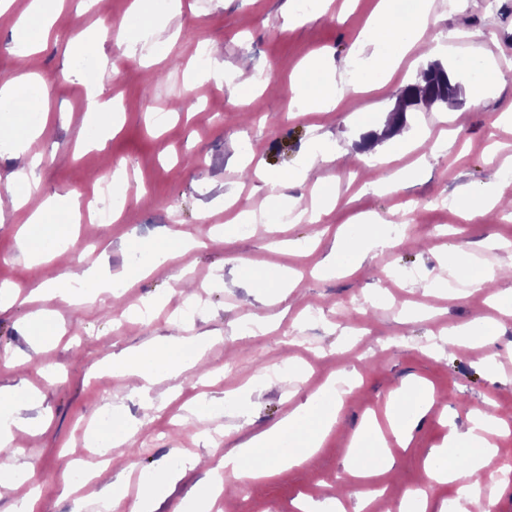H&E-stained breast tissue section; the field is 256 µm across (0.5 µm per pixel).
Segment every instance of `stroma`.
Segmentation results:
<instances>
[{
	"instance_id": "35a3bbf8",
	"label": "stroma",
	"mask_w": 512,
	"mask_h": 512,
	"mask_svg": "<svg viewBox=\"0 0 512 512\" xmlns=\"http://www.w3.org/2000/svg\"><path fill=\"white\" fill-rule=\"evenodd\" d=\"M376 2L335 0L328 15L312 20L296 0H181L176 13L167 0H149V12L167 26L158 36L145 31L132 58L114 23L132 14L134 0H64L34 53L22 57L10 51V21L25 11L26 0H13L9 20L0 21V78L20 75L25 64L38 76L43 105L29 122L37 132L29 153L38 159V195L70 193L92 206L102 199L96 179L111 178L119 167L131 181L124 221L71 224L66 212H57L56 224L73 242L67 269L77 272L105 259L112 274H121L145 257V245L172 231L198 243L131 283L121 297L106 293L92 305L46 302L35 290L57 270L29 263L21 253L25 211L0 218V286L15 295L13 305L0 311V389L28 392L21 414L36 424L9 461L15 471L36 469L35 512H70L61 490L73 481L71 452L94 446L89 426L106 412L114 425L138 419L143 425L86 487L85 505L100 502L108 483L143 486L158 469L194 453L203 466L160 488L155 510L192 512L207 468L341 375L349 381L341 421L314 459L260 480H227L213 512H301L305 501H339L345 512H358L357 482L344 450L366 418L384 419L390 398L414 381L428 384L436 403L406 445H390L393 469L373 479L383 493L377 512H399L405 493L424 486L425 463L445 447L449 430L466 432L469 412L489 400L509 424L494 457L501 470H512V373L499 363L512 357V316L491 306L482 291L454 297L456 283L444 264L453 248H462L477 262L494 264L502 272L498 288L512 290V179L504 177L512 171V144L501 139L512 132V122L495 121L512 104V0H466L461 8L433 0L439 22L424 37L462 33L438 58L461 87L471 84L457 66L463 57L493 60L507 77L481 105L463 104L450 121H443L441 105L407 113L404 128L410 138L427 134L426 152L382 133L400 91L426 67L412 54L383 89L353 95L325 115L288 116L289 76L309 54L323 51L335 67L361 69L364 56L355 40ZM292 11L297 20L285 23ZM89 34L97 37L96 50L79 57L73 44ZM200 49L209 63L222 65L223 85L190 84ZM82 59L106 63L103 96L121 107L104 142L75 76ZM247 74L263 75L265 83L238 95L236 86ZM371 128L379 130L377 144L391 161L366 172L356 156ZM315 145L336 153V161L310 172L288 194L310 206L312 186L325 180L340 202L317 222H293L287 207L272 205L264 180L246 177L245 161L261 153L270 175H286ZM406 166L415 173L402 190L366 188V181H385ZM486 192L501 193L499 218L463 220V198ZM244 210L255 214L247 234L230 223ZM367 216L381 225L390 247L336 276L321 274L318 267L336 243L361 229ZM253 255L302 272L287 300L254 298L251 280L262 270L249 265ZM398 270L413 276L395 278ZM184 277L202 280L206 296L192 320L174 323L171 311L180 302L175 289ZM44 308L55 315L54 337L34 349L23 322ZM476 315L497 325L494 344L449 347L448 328ZM173 337L197 340L198 350L179 375L156 380L152 394L160 408L143 421L139 400L105 363L114 352ZM491 353L496 363L487 362Z\"/></svg>"
}]
</instances>
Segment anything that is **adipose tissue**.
I'll return each mask as SVG.
<instances>
[{
	"mask_svg": "<svg viewBox=\"0 0 512 512\" xmlns=\"http://www.w3.org/2000/svg\"><path fill=\"white\" fill-rule=\"evenodd\" d=\"M430 21L425 0H409L406 9H399L397 0H378L369 17L364 37L365 45L371 46V65L365 74L350 70L324 73L320 61L309 58L303 61L292 77L296 98L290 108L291 116L308 112H332L346 93L367 92L377 89L379 83L389 80L398 70L406 53L413 48L433 54L442 50V37L423 41L422 32ZM33 89L25 77L12 76L0 80V132L14 138L17 151H24L30 135L22 114L20 103L33 101ZM36 181L34 171H20L15 182L10 183L7 193L13 208L33 205L19 233L29 261H39L49 241L63 237L64 231L50 222L49 211L63 208L70 214H78L81 202L75 196H59L37 204L29 191ZM448 269L461 276L467 287L486 291L489 301L503 309L512 308V292L496 289L499 278L497 269L484 265L478 273H470L456 255H449ZM116 283L105 277L100 264H93L79 274H63L51 280L49 287L53 296L66 299L90 298L110 292ZM192 343L182 339H171L163 343H152L134 349H124L112 355L107 363L113 376L131 380L132 390L139 397L145 413H152L156 404L150 395V387L161 375L180 374L187 357L193 352ZM322 402L294 409L271 427L251 436L244 444L227 451L219 466L211 468L209 479L202 492L203 502H210L222 490L224 480L261 479L272 473L300 465L311 459L324 438L339 422L342 403L335 386H327ZM433 398L427 388L413 391L411 397L399 399L387 409L388 429H381L376 419H368L354 434L346 450L353 467L351 473L368 478L378 472L389 470L392 459L386 455L388 439L406 444L410 428L405 418L406 411L427 410ZM471 426L464 438L449 437L448 448L425 466L427 478L438 483H453L462 488L464 494L457 505V512H484L482 497L478 491V473L493 449L492 438L498 435L502 419L495 403L474 410ZM294 441L288 453L276 452L275 447L283 438ZM467 450L468 467L456 463L457 450Z\"/></svg>",
	"mask_w": 512,
	"mask_h": 512,
	"instance_id": "obj_1",
	"label": "adipose tissue"
}]
</instances>
